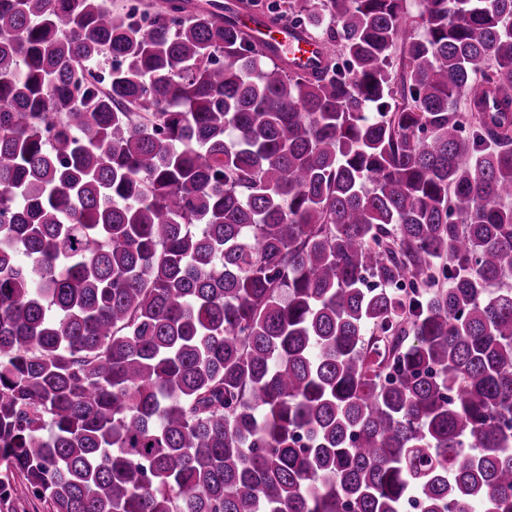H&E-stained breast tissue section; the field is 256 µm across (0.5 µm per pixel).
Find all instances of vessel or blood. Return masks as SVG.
I'll return each instance as SVG.
<instances>
[{
	"instance_id": "1",
	"label": "vessel or blood",
	"mask_w": 512,
	"mask_h": 512,
	"mask_svg": "<svg viewBox=\"0 0 512 512\" xmlns=\"http://www.w3.org/2000/svg\"><path fill=\"white\" fill-rule=\"evenodd\" d=\"M237 26L268 42L275 55L285 60L292 70L307 73L322 67L325 62L324 45L310 38L305 28H277L246 12L239 14Z\"/></svg>"
}]
</instances>
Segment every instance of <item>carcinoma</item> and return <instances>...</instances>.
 I'll return each instance as SVG.
<instances>
[{
	"label": "carcinoma",
	"instance_id": "cac0c4a2",
	"mask_svg": "<svg viewBox=\"0 0 512 512\" xmlns=\"http://www.w3.org/2000/svg\"><path fill=\"white\" fill-rule=\"evenodd\" d=\"M259 2L0 0V510L512 512V0ZM237 28L268 42L275 55L288 62L292 70L307 73L322 67L325 62V46L310 38L304 27L295 30L277 28L243 11L238 14Z\"/></svg>",
	"mask_w": 512,
	"mask_h": 512
}]
</instances>
